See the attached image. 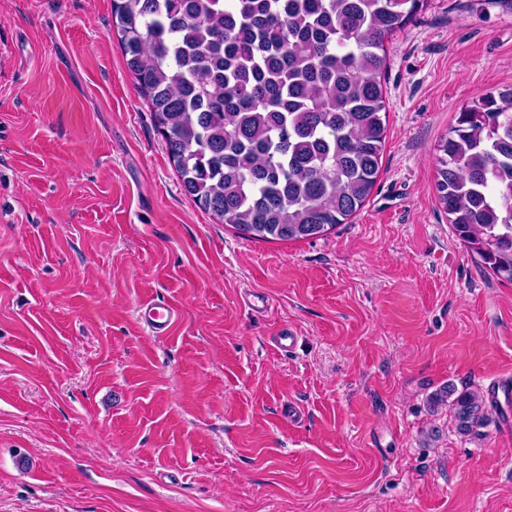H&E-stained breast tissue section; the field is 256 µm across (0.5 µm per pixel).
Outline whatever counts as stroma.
I'll return each mask as SVG.
<instances>
[{"label": "stroma", "mask_w": 512, "mask_h": 512, "mask_svg": "<svg viewBox=\"0 0 512 512\" xmlns=\"http://www.w3.org/2000/svg\"><path fill=\"white\" fill-rule=\"evenodd\" d=\"M386 46L363 207L247 240L184 193L112 0H0V512H512V283L435 188L461 108L512 86V0H429ZM448 384L489 397L479 435ZM179 317V311L167 303L146 301L137 308L138 321L156 336L170 332Z\"/></svg>", "instance_id": "stroma-1"}]
</instances>
